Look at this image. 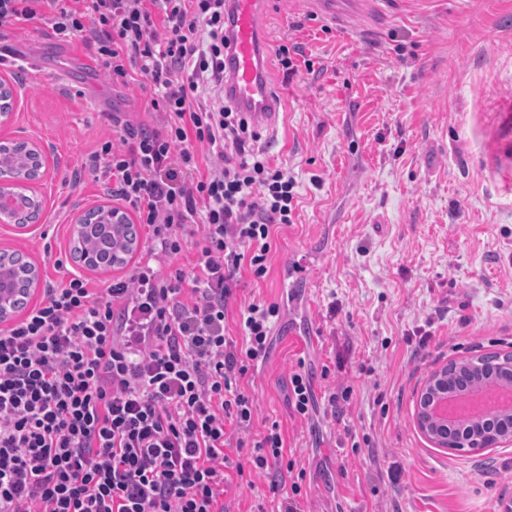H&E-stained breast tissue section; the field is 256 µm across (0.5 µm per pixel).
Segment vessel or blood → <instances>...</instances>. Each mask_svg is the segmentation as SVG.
<instances>
[{
	"label": "vessel or blood",
	"mask_w": 512,
	"mask_h": 512,
	"mask_svg": "<svg viewBox=\"0 0 512 512\" xmlns=\"http://www.w3.org/2000/svg\"><path fill=\"white\" fill-rule=\"evenodd\" d=\"M227 12L231 47L224 57V92L255 127L274 132L276 99L264 73L258 25L262 0H228Z\"/></svg>",
	"instance_id": "vessel-or-blood-1"
}]
</instances>
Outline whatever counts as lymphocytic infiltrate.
<instances>
[{
    "mask_svg": "<svg viewBox=\"0 0 512 512\" xmlns=\"http://www.w3.org/2000/svg\"><path fill=\"white\" fill-rule=\"evenodd\" d=\"M45 19L81 40L113 83L153 84L156 124L113 117L85 165L148 231L150 257L103 287L80 275L0 327V512H225L230 475L266 474L280 512H300V476L279 423L258 437L242 386L265 363L281 306L255 300L241 340L226 311L242 271L263 278L296 182L260 149L224 96L226 0H0V28ZM195 250L191 270L173 267ZM310 369L288 378L302 419L339 416ZM251 445L247 463L232 447Z\"/></svg>",
    "mask_w": 512,
    "mask_h": 512,
    "instance_id": "lymphocytic-infiltrate-1",
    "label": "lymphocytic infiltrate"
}]
</instances>
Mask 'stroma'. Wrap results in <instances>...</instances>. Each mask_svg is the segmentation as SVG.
Wrapping results in <instances>:
<instances>
[{"instance_id": "35a3bbf8", "label": "stroma", "mask_w": 512, "mask_h": 512, "mask_svg": "<svg viewBox=\"0 0 512 512\" xmlns=\"http://www.w3.org/2000/svg\"><path fill=\"white\" fill-rule=\"evenodd\" d=\"M262 32L281 102L262 142L296 198L292 223L273 228L267 274L243 272L226 313L237 340L241 306H283L269 359L246 377L254 433L279 422L306 471L303 512H504L512 446L451 454L414 416L449 360L512 351V0H393L346 27L303 0H268ZM281 44L302 46L311 67L284 73ZM0 78L14 112L0 140L52 158L38 220L26 232L0 223V250L57 282L79 267L74 217L109 200L81 163L111 136L112 113L148 119L152 85L113 84L45 21L0 30ZM292 259L306 273L299 303L287 299ZM301 359L316 396L351 387L341 422L292 416L286 381ZM279 500L264 476L224 488L230 512H276Z\"/></svg>"}]
</instances>
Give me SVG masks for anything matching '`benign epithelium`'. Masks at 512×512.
I'll return each instance as SVG.
<instances>
[{"mask_svg": "<svg viewBox=\"0 0 512 512\" xmlns=\"http://www.w3.org/2000/svg\"><path fill=\"white\" fill-rule=\"evenodd\" d=\"M47 164H42L36 177L16 169H0V221H8L12 194L32 190L37 179L46 174ZM103 220L108 223L126 224L127 215L110 205H98ZM11 278L0 274V326L16 317L13 304ZM496 381L501 386H512V353L482 354L453 361L433 372L419 395L416 415L418 428L438 447L449 453L478 452L490 446L512 442V411L501 418L480 417L468 420H450L439 412L440 405L448 397L470 394Z\"/></svg>", "mask_w": 512, "mask_h": 512, "instance_id": "1", "label": "benign epithelium"}]
</instances>
